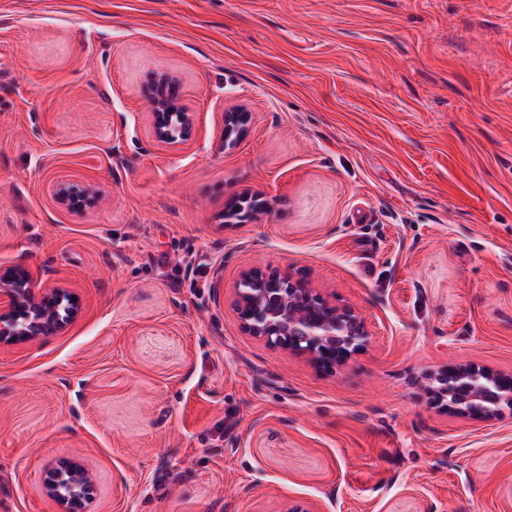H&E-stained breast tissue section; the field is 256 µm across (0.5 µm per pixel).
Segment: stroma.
<instances>
[{"mask_svg": "<svg viewBox=\"0 0 512 512\" xmlns=\"http://www.w3.org/2000/svg\"><path fill=\"white\" fill-rule=\"evenodd\" d=\"M178 75L191 141L150 134ZM253 114L224 148V111ZM59 180L99 189L59 207ZM264 193L258 224L219 220ZM365 320L326 372L241 332L245 271ZM81 314L0 346V512H512V411L443 415V365L512 374V0H0V272ZM179 85L177 76L168 72H155L147 78L149 106L151 109V135L166 146H181L188 143L195 127V114L189 112L180 98L170 94L169 89ZM68 483L70 491H60L62 484ZM94 478L83 465L65 460L48 470L44 482L46 494L52 497L60 512H87L92 500Z\"/></svg>", "mask_w": 512, "mask_h": 512, "instance_id": "stroma-1", "label": "stroma"}]
</instances>
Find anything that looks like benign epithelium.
Instances as JSON below:
<instances>
[{"instance_id":"1","label":"benign epithelium","mask_w":512,"mask_h":512,"mask_svg":"<svg viewBox=\"0 0 512 512\" xmlns=\"http://www.w3.org/2000/svg\"><path fill=\"white\" fill-rule=\"evenodd\" d=\"M179 84L177 76L155 72L147 78L151 109V135L166 146L188 143L195 127V114L181 99L170 94ZM251 114L244 108L224 113V149L232 150L247 137ZM56 202L66 208L93 206L99 191L92 186L81 189L62 181L54 188ZM247 205L233 199L224 211L227 223H255L270 212L265 197L256 193L246 198ZM279 276L273 268L254 269L244 274L251 283L248 290L237 291L236 307L241 331L268 344L308 357L318 367L330 369L343 364L364 346L369 331L364 319L352 308L338 306L314 296L306 284L288 278V287L270 294L267 279ZM0 346L34 341L53 335L80 312L76 298L62 288H36L31 275L16 267L0 275ZM280 336H301L305 346L274 341ZM427 388L438 410L457 417L490 422L512 409V375H505L477 364L452 365L427 377ZM94 478L83 465L65 460L48 470L44 482L46 494L58 505L59 512H87L92 500Z\"/></svg>"}]
</instances>
